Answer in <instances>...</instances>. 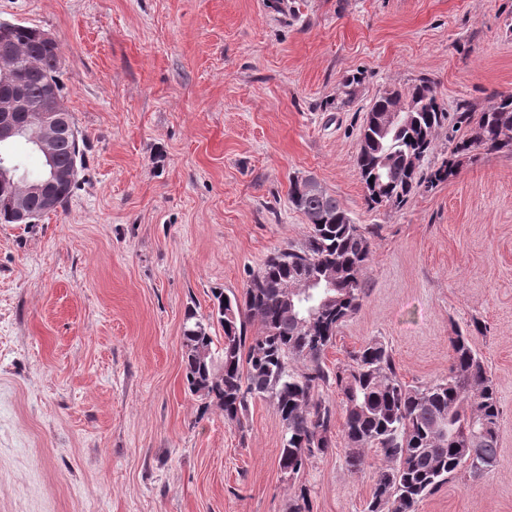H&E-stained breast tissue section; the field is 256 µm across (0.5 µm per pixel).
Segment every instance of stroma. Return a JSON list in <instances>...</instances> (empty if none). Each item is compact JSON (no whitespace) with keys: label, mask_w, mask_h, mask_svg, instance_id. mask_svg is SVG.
I'll use <instances>...</instances> for the list:
<instances>
[{"label":"stroma","mask_w":512,"mask_h":512,"mask_svg":"<svg viewBox=\"0 0 512 512\" xmlns=\"http://www.w3.org/2000/svg\"><path fill=\"white\" fill-rule=\"evenodd\" d=\"M53 34L86 142L66 209L0 224V512H364L334 428L294 477L266 400L245 428L191 393L187 309L242 292L302 241L292 179L315 177L374 229L360 311L326 363L378 340L403 382L448 375L468 332L497 388V461L416 512H512V152L473 151L400 207H371L356 164L385 90L428 79L445 111L512 93V0H0Z\"/></svg>","instance_id":"1"}]
</instances>
